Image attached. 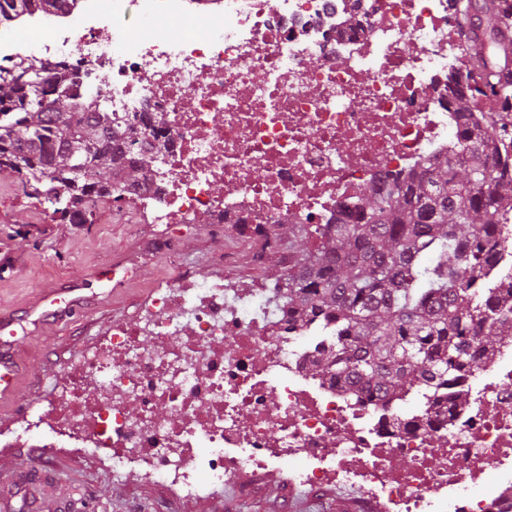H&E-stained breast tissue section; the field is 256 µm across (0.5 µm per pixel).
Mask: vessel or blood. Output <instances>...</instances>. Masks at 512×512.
<instances>
[{
  "label": "vessel or blood",
  "mask_w": 512,
  "mask_h": 512,
  "mask_svg": "<svg viewBox=\"0 0 512 512\" xmlns=\"http://www.w3.org/2000/svg\"><path fill=\"white\" fill-rule=\"evenodd\" d=\"M69 297L60 296L52 291L46 294L41 303L27 310L23 315H0V398L12 395L16 389L17 373L14 356L18 325L28 323L35 326L44 324L52 318H59L70 312L76 301L72 294L76 285H69Z\"/></svg>",
  "instance_id": "vessel-or-blood-1"
}]
</instances>
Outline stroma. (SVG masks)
I'll list each match as a JSON object with an SVG mask.
<instances>
[{"label": "stroma", "mask_w": 512, "mask_h": 512, "mask_svg": "<svg viewBox=\"0 0 512 512\" xmlns=\"http://www.w3.org/2000/svg\"><path fill=\"white\" fill-rule=\"evenodd\" d=\"M279 252L256 254L236 225L155 224L146 208L105 200L90 223L72 224L42 197L25 191L10 170H0V314H18L67 282L86 284L79 311L58 326L19 331L22 372L15 397L0 403V512H385L349 487L306 491L292 484L288 466L243 474L247 495L227 490L208 498H182L145 480L138 470L113 479L87 452L12 441L32 409L62 388L67 367L113 324L136 318L154 285L172 275L169 250L180 253L198 281L222 273L241 281L286 277L301 243L290 225L276 224ZM231 250L234 261L216 263ZM112 265L123 282L102 290L92 278Z\"/></svg>", "instance_id": "obj_1"}]
</instances>
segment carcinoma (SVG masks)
Listing matches in <instances>:
<instances>
[{
	"label": "carcinoma",
	"instance_id": "1",
	"mask_svg": "<svg viewBox=\"0 0 512 512\" xmlns=\"http://www.w3.org/2000/svg\"><path fill=\"white\" fill-rule=\"evenodd\" d=\"M67 0H0V22L59 11ZM468 70L448 82L459 152L404 176L386 174L350 202L338 224H293L304 247L282 284L288 316L314 323L324 347L309 370L361 403L407 401L452 386L457 404L476 358L491 360L512 341V308L483 278L512 214V6L508 0H453ZM78 76L18 62L0 66V168L14 172L64 215L91 212L129 189L153 191L152 162L165 144L147 140L127 157L128 129L99 96L76 99ZM498 108L485 115L474 99ZM84 157L81 188L68 184L66 144ZM22 161L19 168L16 161Z\"/></svg>",
	"mask_w": 512,
	"mask_h": 512
}]
</instances>
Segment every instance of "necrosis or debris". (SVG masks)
<instances>
[{"mask_svg":"<svg viewBox=\"0 0 512 512\" xmlns=\"http://www.w3.org/2000/svg\"><path fill=\"white\" fill-rule=\"evenodd\" d=\"M453 28L450 0H75L1 25L0 64L27 57L19 34L33 32L43 64L84 69L73 94L99 92L138 130L166 114L160 190L139 198L153 222L203 215L268 250L261 230L326 223L375 176L455 148ZM318 341L269 283L183 274L72 363L21 433L191 498L290 462L298 484H349L386 512L512 507L498 490L512 479L511 350L473 366L467 407L400 429L398 402L359 404L311 376Z\"/></svg>","mask_w":512,"mask_h":512,"instance_id":"1","label":"necrosis or debris"}]
</instances>
